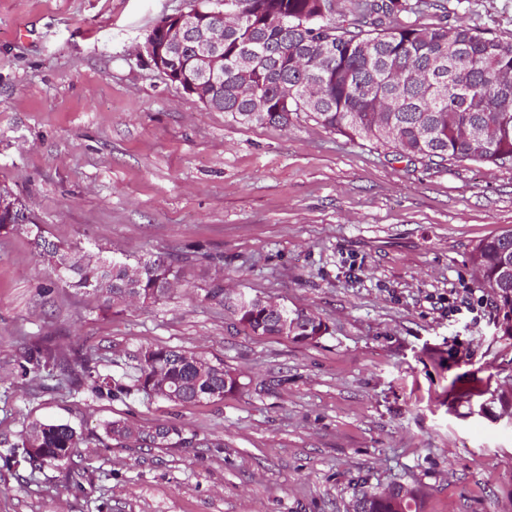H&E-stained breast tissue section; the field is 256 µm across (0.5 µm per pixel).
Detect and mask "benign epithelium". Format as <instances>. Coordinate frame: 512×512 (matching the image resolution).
I'll list each match as a JSON object with an SVG mask.
<instances>
[{
    "label": "benign epithelium",
    "mask_w": 512,
    "mask_h": 512,
    "mask_svg": "<svg viewBox=\"0 0 512 512\" xmlns=\"http://www.w3.org/2000/svg\"><path fill=\"white\" fill-rule=\"evenodd\" d=\"M224 17L221 0H212L206 8L195 2L189 10L169 15L157 23L143 46V52L159 73L204 104L213 98L212 84L186 78L177 57L186 38L192 36L195 59L204 71L213 75L221 73L224 70ZM4 212L8 213V223L15 229L28 228V208L19 197L14 196L6 203L0 200V213Z\"/></svg>",
    "instance_id": "7a95c632"
}]
</instances>
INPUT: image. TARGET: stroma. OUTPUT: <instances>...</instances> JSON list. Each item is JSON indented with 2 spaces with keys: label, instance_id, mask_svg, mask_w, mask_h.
Masks as SVG:
<instances>
[{
  "label": "stroma",
  "instance_id": "1",
  "mask_svg": "<svg viewBox=\"0 0 512 512\" xmlns=\"http://www.w3.org/2000/svg\"><path fill=\"white\" fill-rule=\"evenodd\" d=\"M191 0H0V186L72 259L173 256L174 288L105 306L32 233L0 234V512H347L355 491L421 486L419 512H512V336L468 258L512 227V166L427 167L309 117L248 126L171 84L141 51ZM430 26L512 42V0ZM319 315L302 345L244 332L213 284ZM195 352L241 389L180 405L69 381ZM57 358L33 373L37 353ZM173 424L189 447L107 437ZM36 423L82 435L16 464Z\"/></svg>",
  "mask_w": 512,
  "mask_h": 512
}]
</instances>
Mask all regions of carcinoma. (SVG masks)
<instances>
[{
  "label": "carcinoma",
  "mask_w": 512,
  "mask_h": 512,
  "mask_svg": "<svg viewBox=\"0 0 512 512\" xmlns=\"http://www.w3.org/2000/svg\"><path fill=\"white\" fill-rule=\"evenodd\" d=\"M431 10L448 13V0H224L239 21L224 28V77L211 110L247 125L286 126L304 113L352 141L361 140L426 166L512 163V43L459 25L422 22ZM249 66L241 65L243 59ZM477 125L473 140L467 129ZM42 256L66 258L65 249L35 235ZM512 228L480 241L470 263L480 287L490 291L500 336H512ZM128 263L71 266L72 285L114 305L133 294L142 302L164 297L175 279L173 262L158 256L139 263L141 277L127 276ZM265 300L238 295L237 323L257 336H284L308 344L328 332L315 313L284 307L288 328L266 312ZM198 355L173 347H147L133 356V386L92 377L83 365L72 382L94 378L99 393H148L160 372L161 395L181 404L222 400L241 388L237 375L218 363L206 378L193 369ZM116 441L184 443L175 426L134 430L122 421L107 425ZM80 436L67 424H39L22 444L31 461L72 455ZM424 496L402 484L386 492L361 491L352 512H412Z\"/></svg>",
  "instance_id": "1"
}]
</instances>
